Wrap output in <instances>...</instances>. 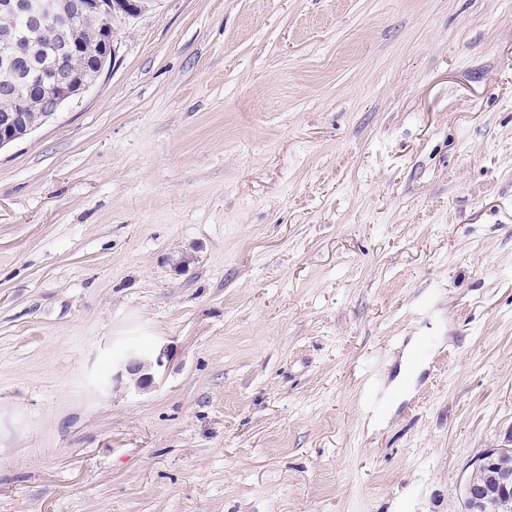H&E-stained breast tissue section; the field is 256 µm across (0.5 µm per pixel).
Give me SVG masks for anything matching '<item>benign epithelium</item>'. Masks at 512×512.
Listing matches in <instances>:
<instances>
[{
	"mask_svg": "<svg viewBox=\"0 0 512 512\" xmlns=\"http://www.w3.org/2000/svg\"><path fill=\"white\" fill-rule=\"evenodd\" d=\"M119 2L125 11L118 9ZM0 11L22 15L36 25L51 23L56 34V52L40 89L44 96L64 103L90 88L112 63L115 54L110 42L99 48L94 54L92 74L86 75L71 36L73 22L82 15H93L104 28L110 29L118 13L135 16L141 8L133 0H0ZM0 62L11 71L15 82L27 71L39 67L35 47L21 46L10 30L0 34ZM0 94L12 100L11 108L0 113L1 149L30 133L33 127L26 116L30 111V97L15 95L11 86L0 90ZM164 357L163 352L155 355L132 348L112 362V382L144 390L153 382L154 372L164 366Z\"/></svg>",
	"mask_w": 512,
	"mask_h": 512,
	"instance_id": "benign-epithelium-1",
	"label": "benign epithelium"
}]
</instances>
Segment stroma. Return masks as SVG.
Listing matches in <instances>:
<instances>
[{
	"label": "stroma",
	"mask_w": 512,
	"mask_h": 512,
	"mask_svg": "<svg viewBox=\"0 0 512 512\" xmlns=\"http://www.w3.org/2000/svg\"><path fill=\"white\" fill-rule=\"evenodd\" d=\"M112 38L0 149V512H464L512 448V0H149ZM165 356V351L155 355L139 348L129 349L112 362V383L145 390L154 380L153 372L163 367Z\"/></svg>",
	"instance_id": "1"
}]
</instances>
